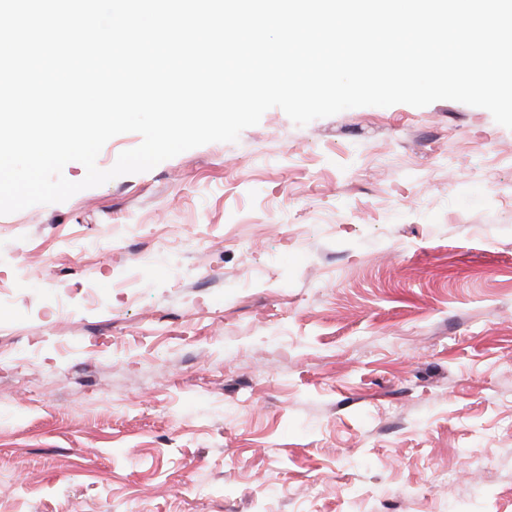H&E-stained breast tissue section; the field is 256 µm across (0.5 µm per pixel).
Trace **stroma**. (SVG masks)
Returning <instances> with one entry per match:
<instances>
[{"label": "stroma", "mask_w": 512, "mask_h": 512, "mask_svg": "<svg viewBox=\"0 0 512 512\" xmlns=\"http://www.w3.org/2000/svg\"><path fill=\"white\" fill-rule=\"evenodd\" d=\"M0 512H512V130L439 100L0 215Z\"/></svg>", "instance_id": "1"}]
</instances>
